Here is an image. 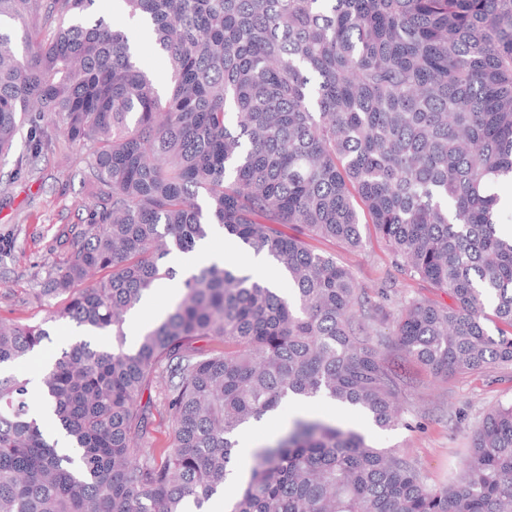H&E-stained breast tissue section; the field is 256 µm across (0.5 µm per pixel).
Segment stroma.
<instances>
[{
    "label": "stroma",
    "mask_w": 512,
    "mask_h": 512,
    "mask_svg": "<svg viewBox=\"0 0 512 512\" xmlns=\"http://www.w3.org/2000/svg\"><path fill=\"white\" fill-rule=\"evenodd\" d=\"M89 148L57 138L33 169L15 173L12 159L0 161V318L30 323L43 319L56 304L55 299L36 298L35 288L60 259L69 245L64 237L68 226L86 217V182ZM362 244L349 249L329 241L316 240L315 250L333 253L349 268L368 296L394 273L391 259L377 241L371 226L362 225ZM235 255L248 266L249 254L214 228L207 240L188 253L173 252L168 263L184 280L189 271L212 258ZM389 366L404 377L407 386L399 402L402 422L388 431L372 435L381 448L413 463L428 484L444 482L459 475L472 433L484 414L498 404L512 402V367L477 373H456L438 377L414 362L401 361L389 337L373 339ZM359 426L356 409L341 408L326 398L313 399L306 407L284 402L274 415L251 434L253 446L276 439L299 415Z\"/></svg>",
    "instance_id": "stroma-1"
}]
</instances>
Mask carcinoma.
<instances>
[{
    "label": "carcinoma",
    "mask_w": 512,
    "mask_h": 512,
    "mask_svg": "<svg viewBox=\"0 0 512 512\" xmlns=\"http://www.w3.org/2000/svg\"><path fill=\"white\" fill-rule=\"evenodd\" d=\"M94 2L0 0V159L34 113L92 149L88 222L38 291L61 305L38 323L0 319V512L200 509L224 493L237 433L292 398L396 427L400 387L372 342L388 322L402 357L436 375L512 365L496 192L512 181V0H121L130 25L90 20ZM141 31L169 59L165 93L139 65ZM42 151L30 136L16 171ZM363 224L403 280L452 303L396 314L384 288L364 309L352 272L308 244L357 248ZM216 225L290 292L213 262L126 346L129 313L174 278L166 258ZM61 320L87 338L36 390L9 366ZM147 390L172 425L159 450ZM42 402L78 458L34 416ZM246 472L231 512H512V403L483 417L461 474L439 485L310 416Z\"/></svg>",
    "instance_id": "obj_1"
}]
</instances>
